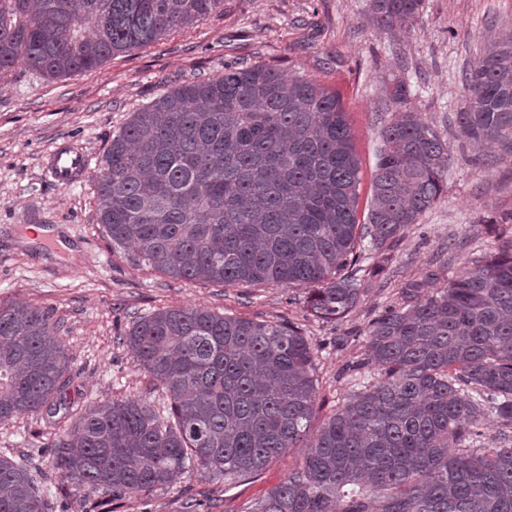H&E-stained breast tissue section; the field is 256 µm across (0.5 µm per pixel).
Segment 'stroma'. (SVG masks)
Returning a JSON list of instances; mask_svg holds the SVG:
<instances>
[{
	"mask_svg": "<svg viewBox=\"0 0 512 512\" xmlns=\"http://www.w3.org/2000/svg\"><path fill=\"white\" fill-rule=\"evenodd\" d=\"M512 30V0H422L414 24L382 31L369 0H224L223 12L104 67L49 80L21 70L0 83V302L47 312L66 345L72 381L61 405L0 423V456L29 465L49 512H91L93 500L56 470L52 441L86 407L143 399L166 406L159 381L122 338L137 317L186 305L297 327L315 352L320 416L363 359L372 318L409 284L430 291L512 240V163L489 167L487 150L462 137V75L486 40ZM300 73L336 92L360 165L357 217L366 223L388 118V87L406 82L405 107L448 143V187L386 256L363 262L364 294L340 323L309 316L308 292L276 285H217L170 278L113 249L97 222L94 178L57 185L44 157L61 146L98 166L113 133L163 90L240 63ZM301 462L300 450L259 474L197 475L123 500L120 512H251Z\"/></svg>",
	"mask_w": 512,
	"mask_h": 512,
	"instance_id": "stroma-1",
	"label": "stroma"
}]
</instances>
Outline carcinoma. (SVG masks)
Masks as SVG:
<instances>
[{
  "label": "carcinoma",
  "instance_id": "obj_1",
  "mask_svg": "<svg viewBox=\"0 0 512 512\" xmlns=\"http://www.w3.org/2000/svg\"><path fill=\"white\" fill-rule=\"evenodd\" d=\"M421 0H371L378 28L413 24ZM224 10V0H0V83L99 69ZM461 134L485 165L512 162V33L464 75ZM393 83L368 223L359 164L336 93L264 64L186 81L132 113L99 161L96 216L112 246L175 279L310 290L311 315L357 306L351 271L381 254L440 198L448 144L404 110ZM162 383L169 416L145 400L85 409L50 444L77 490L112 501L195 473L303 462L254 512H512V445L472 448L490 416L512 426V243L369 323L355 383L314 426L315 353L296 329L196 306L138 317L123 337ZM378 377L366 381L362 369ZM71 383L58 326L0 304V423L54 406ZM33 472L0 456V512H46Z\"/></svg>",
  "mask_w": 512,
  "mask_h": 512
}]
</instances>
